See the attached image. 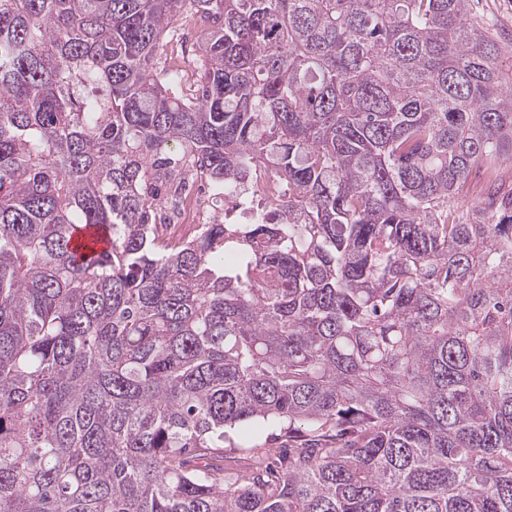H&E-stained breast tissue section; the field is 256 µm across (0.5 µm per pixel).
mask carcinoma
Wrapping results in <instances>:
<instances>
[{
  "label": "carcinoma",
  "mask_w": 512,
  "mask_h": 512,
  "mask_svg": "<svg viewBox=\"0 0 512 512\" xmlns=\"http://www.w3.org/2000/svg\"><path fill=\"white\" fill-rule=\"evenodd\" d=\"M470 5L0 0V512H512V79ZM191 164L284 194L166 240ZM266 435L264 433L249 442L235 439V448H224V467L242 470L253 455H263L270 448V445L264 443Z\"/></svg>",
  "instance_id": "obj_1"
}]
</instances>
